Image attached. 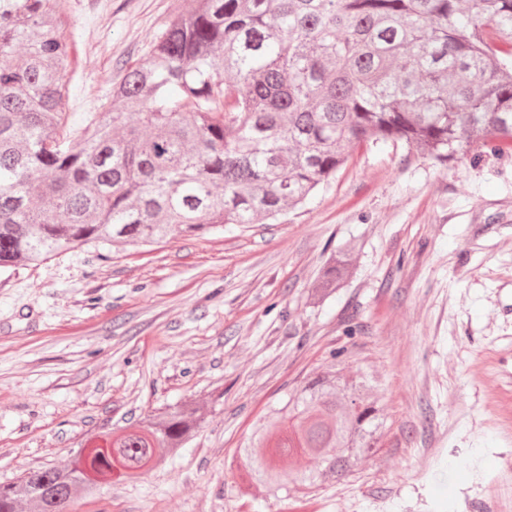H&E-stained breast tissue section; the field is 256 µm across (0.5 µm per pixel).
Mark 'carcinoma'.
<instances>
[{
	"label": "carcinoma",
	"instance_id": "carcinoma-1",
	"mask_svg": "<svg viewBox=\"0 0 512 512\" xmlns=\"http://www.w3.org/2000/svg\"><path fill=\"white\" fill-rule=\"evenodd\" d=\"M63 7L0 0V269L276 220L364 144L403 140L442 165L512 150V0H188L77 130ZM353 251L327 260L310 303L342 287ZM366 387L308 381L243 465L276 490L346 477L378 443ZM201 420L189 400L89 437L66 465L1 484L0 512H74Z\"/></svg>",
	"mask_w": 512,
	"mask_h": 512
}]
</instances>
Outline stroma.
I'll return each mask as SVG.
<instances>
[{
    "mask_svg": "<svg viewBox=\"0 0 512 512\" xmlns=\"http://www.w3.org/2000/svg\"><path fill=\"white\" fill-rule=\"evenodd\" d=\"M185 6L67 0L71 126ZM349 242L350 277L310 304ZM337 351L376 380L380 446L345 482L272 494L240 449ZM184 400L204 414L185 448L77 512H481L512 467V152L441 166L364 145L271 223L0 271V483Z\"/></svg>",
    "mask_w": 512,
    "mask_h": 512,
    "instance_id": "stroma-1",
    "label": "stroma"
}]
</instances>
